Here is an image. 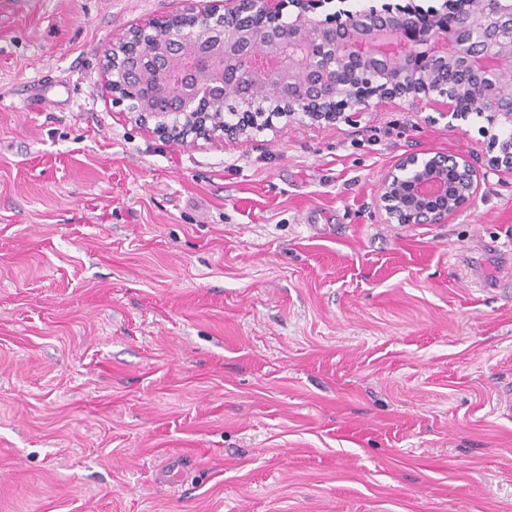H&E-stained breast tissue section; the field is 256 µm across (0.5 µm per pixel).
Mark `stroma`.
<instances>
[{"label": "stroma", "instance_id": "obj_1", "mask_svg": "<svg viewBox=\"0 0 512 512\" xmlns=\"http://www.w3.org/2000/svg\"><path fill=\"white\" fill-rule=\"evenodd\" d=\"M183 0H0V512H512V175L388 224L415 153L482 119L169 142L108 45Z\"/></svg>", "mask_w": 512, "mask_h": 512}]
</instances>
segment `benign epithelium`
Here are the masks:
<instances>
[{"label": "benign epithelium", "instance_id": "benign-epithelium-1", "mask_svg": "<svg viewBox=\"0 0 512 512\" xmlns=\"http://www.w3.org/2000/svg\"><path fill=\"white\" fill-rule=\"evenodd\" d=\"M317 20L319 0H190L131 27L104 53L103 75L142 91L130 120L157 136L196 143L236 140L287 122L334 125L373 96L433 107L448 127L475 115L488 139L486 167L512 173V0H450L443 10H350ZM444 98L438 102L436 97ZM235 99L237 119L215 109ZM268 108L257 112L253 102ZM481 173L463 155L400 158L382 177L387 224H442L469 208Z\"/></svg>", "mask_w": 512, "mask_h": 512}]
</instances>
